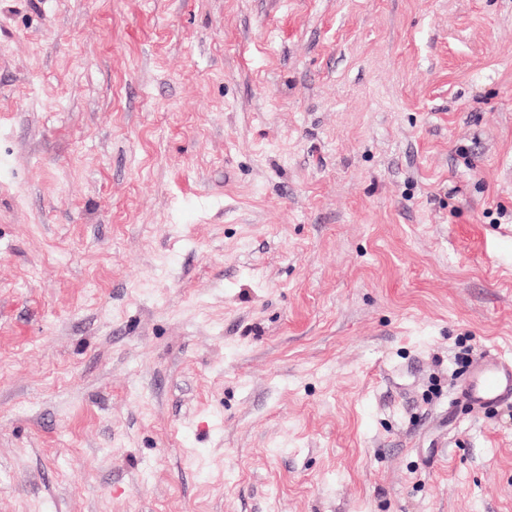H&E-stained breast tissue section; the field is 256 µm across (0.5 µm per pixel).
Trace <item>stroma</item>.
Instances as JSON below:
<instances>
[{"label":"stroma","mask_w":512,"mask_h":512,"mask_svg":"<svg viewBox=\"0 0 512 512\" xmlns=\"http://www.w3.org/2000/svg\"><path fill=\"white\" fill-rule=\"evenodd\" d=\"M512 0H0V512H512ZM474 409H487L512 400V359L487 355L468 370L462 389Z\"/></svg>","instance_id":"stroma-1"}]
</instances>
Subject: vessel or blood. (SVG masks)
<instances>
[{
  "label": "vessel or blood",
  "instance_id": "vessel-or-blood-1",
  "mask_svg": "<svg viewBox=\"0 0 512 512\" xmlns=\"http://www.w3.org/2000/svg\"><path fill=\"white\" fill-rule=\"evenodd\" d=\"M462 396L475 409L512 400V359L487 355L477 360L466 375Z\"/></svg>",
  "mask_w": 512,
  "mask_h": 512
}]
</instances>
